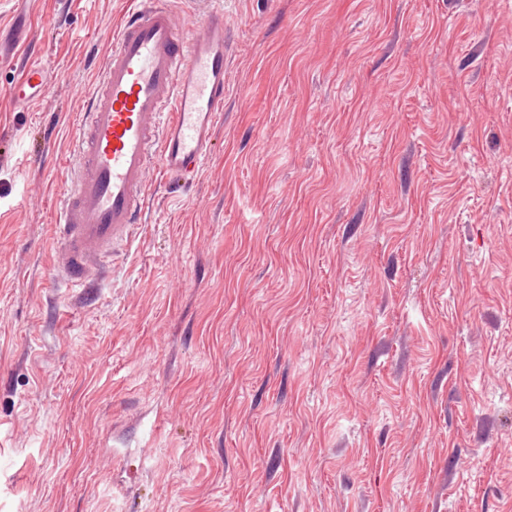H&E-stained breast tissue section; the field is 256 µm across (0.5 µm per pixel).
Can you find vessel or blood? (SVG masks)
<instances>
[{
  "instance_id": "1",
  "label": "vessel or blood",
  "mask_w": 512,
  "mask_h": 512,
  "mask_svg": "<svg viewBox=\"0 0 512 512\" xmlns=\"http://www.w3.org/2000/svg\"><path fill=\"white\" fill-rule=\"evenodd\" d=\"M232 31L221 0L185 31L167 0H139L112 35L91 93L74 177L57 198L51 265L60 284L93 287L146 221L152 170L191 186L224 112ZM53 73L28 65L12 89L16 102L45 97Z\"/></svg>"
}]
</instances>
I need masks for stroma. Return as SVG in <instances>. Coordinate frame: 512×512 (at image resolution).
<instances>
[{"instance_id":"obj_1","label":"stroma","mask_w":512,"mask_h":512,"mask_svg":"<svg viewBox=\"0 0 512 512\" xmlns=\"http://www.w3.org/2000/svg\"><path fill=\"white\" fill-rule=\"evenodd\" d=\"M131 0H0V512H512V0H223L224 121L86 300L50 200ZM53 82L51 70L40 64L28 65L22 78L12 89V96L18 103L30 104L37 98H44Z\"/></svg>"}]
</instances>
